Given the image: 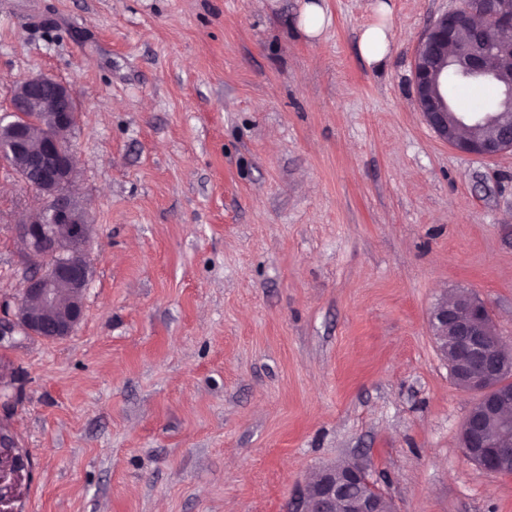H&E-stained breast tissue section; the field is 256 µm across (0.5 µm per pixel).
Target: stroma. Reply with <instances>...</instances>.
I'll use <instances>...</instances> for the list:
<instances>
[{"label": "stroma", "instance_id": "obj_1", "mask_svg": "<svg viewBox=\"0 0 512 512\" xmlns=\"http://www.w3.org/2000/svg\"><path fill=\"white\" fill-rule=\"evenodd\" d=\"M0 0V114L46 75L80 108L73 191L92 278L66 339L0 342L8 512H297L364 465L397 512H512L462 452L472 397L437 351L442 295L512 344V151L460 153L412 67L460 0ZM40 200L0 163V303ZM326 12L322 5L318 3H308L305 5L300 19V25L309 37H317L323 30L325 24ZM359 49L368 62H381L389 53L385 24L380 23L366 28L362 33Z\"/></svg>", "mask_w": 512, "mask_h": 512}]
</instances>
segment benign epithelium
<instances>
[{"label":"benign epithelium","instance_id":"7a95c632","mask_svg":"<svg viewBox=\"0 0 512 512\" xmlns=\"http://www.w3.org/2000/svg\"><path fill=\"white\" fill-rule=\"evenodd\" d=\"M505 33L498 52L512 53V0H465L459 9L433 19L425 31L413 63L414 98L419 112L435 134L456 150L493 159L512 151V124L499 127L486 139L463 138L470 123H486L491 113L457 115L448 123V64L459 66L468 78L487 80L512 99V73L487 66L485 33L490 25ZM39 112L46 134L33 140V129L11 123L10 134L0 139V159L26 173V184L43 200L41 210L17 225L23 256L35 271L26 280L11 312L0 320V340L15 333L56 341L70 336L83 316L84 294L90 283L85 258L90 224L70 187L77 169L70 134L78 119V103L69 86L38 76L16 84L11 113ZM489 311L473 298L440 299L430 314L431 335L437 350L453 359L458 388L475 396L460 425L464 455L480 454V468L501 474L512 462V385L495 382L512 373V350L504 347L498 331L487 332ZM361 482L375 489L363 465L336 464L318 471L305 488L301 512H381L378 499L346 495V485Z\"/></svg>","mask_w":512,"mask_h":512}]
</instances>
